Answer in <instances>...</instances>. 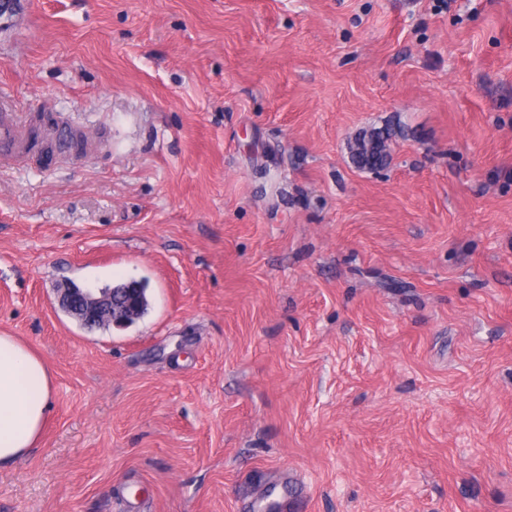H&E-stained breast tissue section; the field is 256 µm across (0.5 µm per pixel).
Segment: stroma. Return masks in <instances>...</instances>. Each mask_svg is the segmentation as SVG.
I'll return each instance as SVG.
<instances>
[{
	"instance_id": "stroma-1",
	"label": "stroma",
	"mask_w": 512,
	"mask_h": 512,
	"mask_svg": "<svg viewBox=\"0 0 512 512\" xmlns=\"http://www.w3.org/2000/svg\"><path fill=\"white\" fill-rule=\"evenodd\" d=\"M1 90L100 146L0 167V512H512V0H14ZM366 136L355 138L349 145L351 163L359 170H384L390 163V142L394 132L390 128L372 129ZM71 288L59 289V305L71 309L72 307H80L81 315L85 325L90 328L97 322L100 317L108 314L112 319V306L120 307L122 309H130L137 304L135 294L128 295L120 294L118 297L112 295L103 298L99 291H94L91 288H79L76 285L70 286ZM77 287V288H76ZM52 378L41 357L0 334V466L35 448L51 410Z\"/></svg>"
}]
</instances>
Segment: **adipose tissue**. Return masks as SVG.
<instances>
[{
  "instance_id": "ef3b65f1",
  "label": "adipose tissue",
  "mask_w": 512,
  "mask_h": 512,
  "mask_svg": "<svg viewBox=\"0 0 512 512\" xmlns=\"http://www.w3.org/2000/svg\"><path fill=\"white\" fill-rule=\"evenodd\" d=\"M52 378L41 357L0 334V466L35 448L51 410Z\"/></svg>"
}]
</instances>
